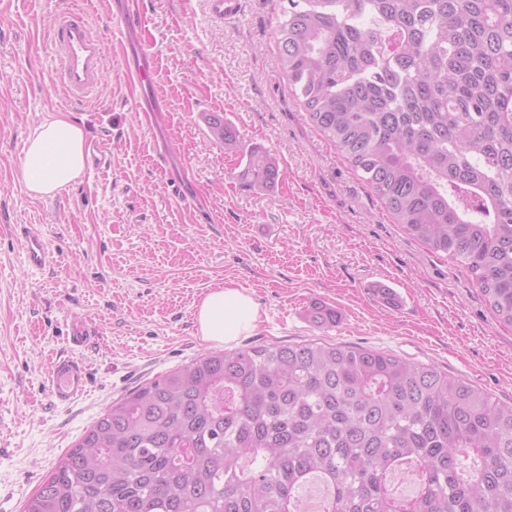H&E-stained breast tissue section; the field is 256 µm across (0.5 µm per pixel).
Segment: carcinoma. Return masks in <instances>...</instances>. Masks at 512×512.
<instances>
[{"label": "carcinoma", "instance_id": "obj_1", "mask_svg": "<svg viewBox=\"0 0 512 512\" xmlns=\"http://www.w3.org/2000/svg\"><path fill=\"white\" fill-rule=\"evenodd\" d=\"M288 3L279 61L310 121L512 325V0ZM204 122L241 147L224 115ZM278 178L251 148L240 185ZM309 318L337 322L326 306ZM314 477L324 512H512V404L363 347L214 351L107 407L24 512H303Z\"/></svg>", "mask_w": 512, "mask_h": 512}]
</instances>
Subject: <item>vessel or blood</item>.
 <instances>
[{"label":"vessel or blood","mask_w":512,"mask_h":512,"mask_svg":"<svg viewBox=\"0 0 512 512\" xmlns=\"http://www.w3.org/2000/svg\"><path fill=\"white\" fill-rule=\"evenodd\" d=\"M50 46L59 60L57 81L65 99L79 101L98 89L103 78V40L94 35L86 14L77 9L56 12L50 26ZM23 250L29 266L44 268L49 251L38 229L23 233ZM87 368L83 360L68 356L56 361L50 374V395L58 402L71 403L86 391Z\"/></svg>","instance_id":"1"}]
</instances>
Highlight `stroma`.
<instances>
[{
  "instance_id": "stroma-1",
  "label": "stroma",
  "mask_w": 512,
  "mask_h": 512,
  "mask_svg": "<svg viewBox=\"0 0 512 512\" xmlns=\"http://www.w3.org/2000/svg\"><path fill=\"white\" fill-rule=\"evenodd\" d=\"M118 0H85L105 44L103 80L67 102L55 86L48 24L68 0H0V512L26 499L98 416L141 383L212 352L196 307L208 290L241 288L260 309L237 347L310 342L376 349L461 377L512 403V325L491 311L468 269L409 237L288 88L275 31L288 0H243L232 22L208 0H119L139 15L138 42L112 22ZM145 44L151 84L124 72ZM158 101L141 112L138 98ZM219 112L243 147L213 143ZM83 126L107 163L52 198L19 182L22 150L45 120ZM279 163L272 192L243 190L246 148ZM53 257L28 267L18 225ZM391 288L390 305L376 293ZM338 314L315 327L314 304ZM85 320L101 337L74 348ZM79 354L83 397L54 401L57 359Z\"/></svg>"
}]
</instances>
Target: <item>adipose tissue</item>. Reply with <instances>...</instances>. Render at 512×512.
<instances>
[{"mask_svg":"<svg viewBox=\"0 0 512 512\" xmlns=\"http://www.w3.org/2000/svg\"><path fill=\"white\" fill-rule=\"evenodd\" d=\"M85 166V130L61 113L43 122L28 137L20 182L29 195L51 198L76 183ZM197 323L203 341L228 345L257 330L258 309L245 291L216 288L203 297Z\"/></svg>","mask_w":512,"mask_h":512,"instance_id":"ef3b65f1","label":"adipose tissue"}]
</instances>
